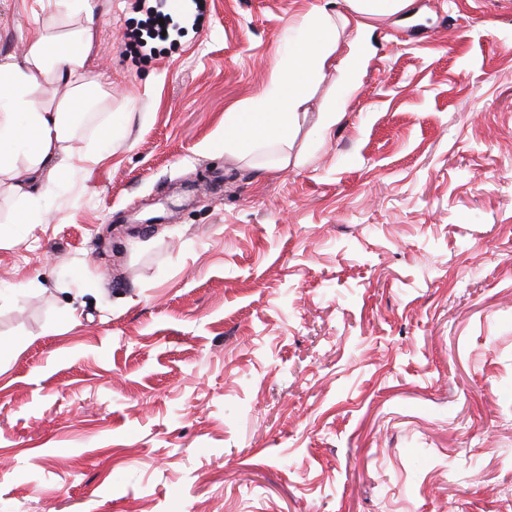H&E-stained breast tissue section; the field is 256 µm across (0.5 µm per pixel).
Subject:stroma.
<instances>
[{
  "mask_svg": "<svg viewBox=\"0 0 512 512\" xmlns=\"http://www.w3.org/2000/svg\"><path fill=\"white\" fill-rule=\"evenodd\" d=\"M316 0H101L105 158L0 186L7 512H512V0L372 21L329 135L216 143ZM35 0H0V57ZM165 35H155V28Z\"/></svg>",
  "mask_w": 512,
  "mask_h": 512,
  "instance_id": "35a3bbf8",
  "label": "stroma"
}]
</instances>
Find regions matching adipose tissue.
Wrapping results in <instances>:
<instances>
[{"instance_id":"ef3b65f1","label":"adipose tissue","mask_w":512,"mask_h":512,"mask_svg":"<svg viewBox=\"0 0 512 512\" xmlns=\"http://www.w3.org/2000/svg\"><path fill=\"white\" fill-rule=\"evenodd\" d=\"M48 17H34L21 56L0 59V178H7L24 221H41L40 191L72 171L95 164L100 153L76 155L70 146L80 117L98 109L109 92L93 68L98 0H52ZM406 0H348V13L313 6L298 17L301 44L273 71V81L257 98L224 114V150L242 158L264 156L267 172L288 170L303 157L294 144L308 117V105L325 73H334L338 94L321 107V131L333 128L348 95L359 86L357 55L362 17L402 10ZM62 96L48 94L49 83Z\"/></svg>"}]
</instances>
